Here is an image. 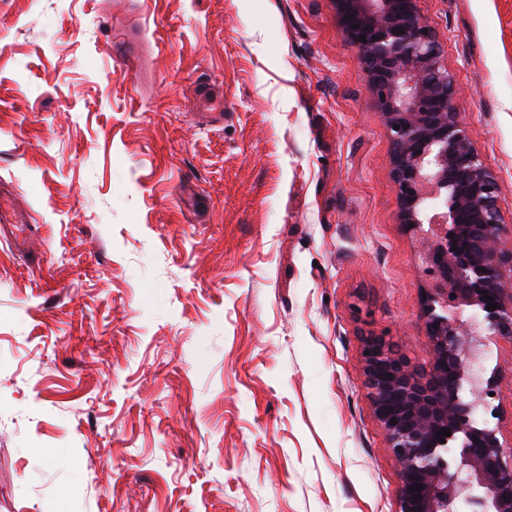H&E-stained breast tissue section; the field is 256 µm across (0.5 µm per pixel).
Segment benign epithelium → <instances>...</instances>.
Returning a JSON list of instances; mask_svg holds the SVG:
<instances>
[{"mask_svg": "<svg viewBox=\"0 0 512 512\" xmlns=\"http://www.w3.org/2000/svg\"><path fill=\"white\" fill-rule=\"evenodd\" d=\"M336 20L367 74L391 141L390 166L402 224L427 226L426 336L431 366L422 369L381 340L364 343L366 388L399 466V512H512V453L498 433L474 422L476 403L495 382L475 369L480 341L459 318L486 313L493 334L512 337V249L498 230V176L473 149L453 108L458 92L442 47L422 21L418 0H334ZM494 298L497 309L487 310ZM476 399L461 394L462 381ZM396 424H391V419ZM457 441L440 456L439 432ZM420 484L418 492L410 487Z\"/></svg>", "mask_w": 512, "mask_h": 512, "instance_id": "obj_1", "label": "benign epithelium"}]
</instances>
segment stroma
Here are the masks:
<instances>
[{
  "instance_id": "1",
  "label": "stroma",
  "mask_w": 512,
  "mask_h": 512,
  "mask_svg": "<svg viewBox=\"0 0 512 512\" xmlns=\"http://www.w3.org/2000/svg\"><path fill=\"white\" fill-rule=\"evenodd\" d=\"M419 8L511 246L512 0ZM390 153L332 0H0V194L35 228L0 241V512H398L361 350L429 367V277ZM461 318L510 449L512 338Z\"/></svg>"
}]
</instances>
